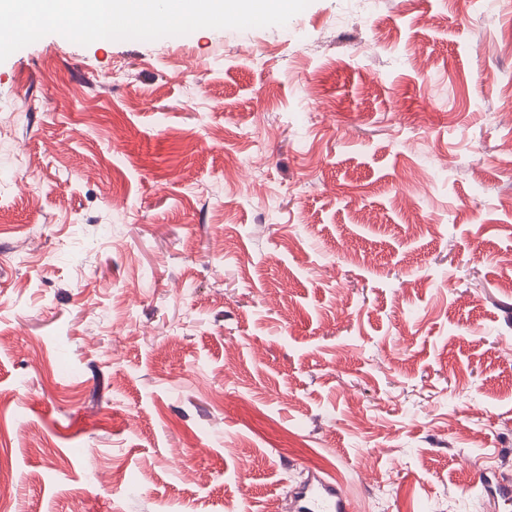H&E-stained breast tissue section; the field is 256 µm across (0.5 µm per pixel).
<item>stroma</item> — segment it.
<instances>
[{"instance_id":"35a3bbf8","label":"stroma","mask_w":512,"mask_h":512,"mask_svg":"<svg viewBox=\"0 0 512 512\" xmlns=\"http://www.w3.org/2000/svg\"><path fill=\"white\" fill-rule=\"evenodd\" d=\"M510 34L512 0H311L0 62V159L32 162L0 188V512H267L311 469L362 512H484Z\"/></svg>"}]
</instances>
